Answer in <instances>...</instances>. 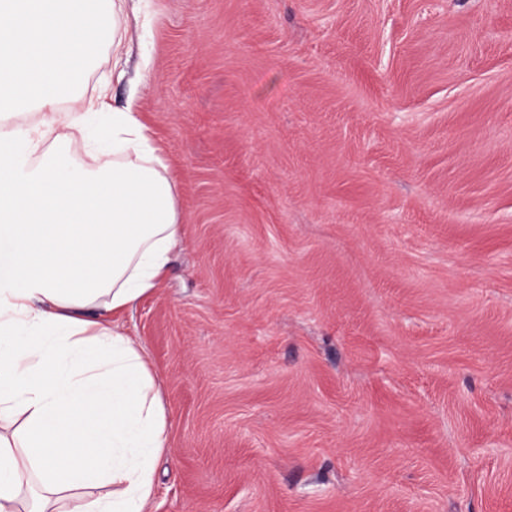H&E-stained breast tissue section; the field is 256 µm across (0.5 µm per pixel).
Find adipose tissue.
I'll return each instance as SVG.
<instances>
[{
    "instance_id": "adipose-tissue-1",
    "label": "adipose tissue",
    "mask_w": 512,
    "mask_h": 512,
    "mask_svg": "<svg viewBox=\"0 0 512 512\" xmlns=\"http://www.w3.org/2000/svg\"><path fill=\"white\" fill-rule=\"evenodd\" d=\"M124 21L125 0H0V512H152L169 422L108 316L181 241L176 183L136 100L75 94Z\"/></svg>"
}]
</instances>
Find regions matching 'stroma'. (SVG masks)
I'll use <instances>...</instances> for the list:
<instances>
[{"label": "stroma", "mask_w": 512, "mask_h": 512, "mask_svg": "<svg viewBox=\"0 0 512 512\" xmlns=\"http://www.w3.org/2000/svg\"><path fill=\"white\" fill-rule=\"evenodd\" d=\"M181 244L114 321L153 512H512V0H127ZM150 65H143V56Z\"/></svg>", "instance_id": "obj_1"}]
</instances>
